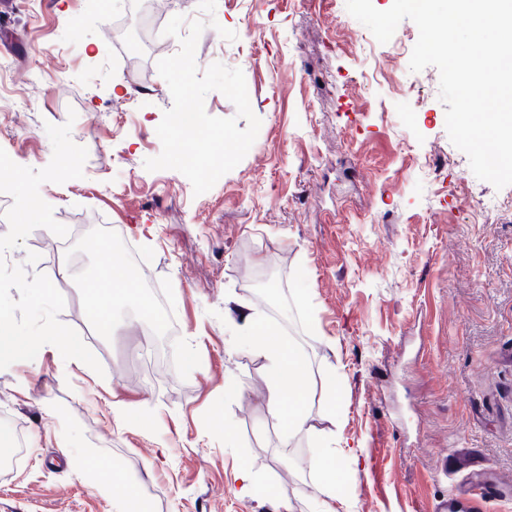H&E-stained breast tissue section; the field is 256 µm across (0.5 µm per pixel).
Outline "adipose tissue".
I'll return each mask as SVG.
<instances>
[{
    "instance_id": "obj_1",
    "label": "adipose tissue",
    "mask_w": 512,
    "mask_h": 512,
    "mask_svg": "<svg viewBox=\"0 0 512 512\" xmlns=\"http://www.w3.org/2000/svg\"><path fill=\"white\" fill-rule=\"evenodd\" d=\"M230 321L245 340L261 350L268 378V410L278 420L283 437L305 434L319 449L313 467L329 493L314 502L311 512H338L336 498L330 493L343 476L338 459H358L360 450L346 444L342 432L335 428L340 400L335 372L313 380L303 351L250 306H236ZM317 399L323 403L320 418L324 425L320 428L311 422V405Z\"/></svg>"
}]
</instances>
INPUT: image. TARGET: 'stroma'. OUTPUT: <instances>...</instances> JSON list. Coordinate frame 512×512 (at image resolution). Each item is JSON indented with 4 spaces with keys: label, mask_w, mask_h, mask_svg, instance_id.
Masks as SVG:
<instances>
[{
    "label": "stroma",
    "mask_w": 512,
    "mask_h": 512,
    "mask_svg": "<svg viewBox=\"0 0 512 512\" xmlns=\"http://www.w3.org/2000/svg\"><path fill=\"white\" fill-rule=\"evenodd\" d=\"M143 2L0 6V148L44 168L46 124L68 122L88 151L83 178L40 187L68 237L34 229L5 259L31 276L74 268L57 285L58 319L103 367L47 345L0 369V429L22 440L0 469V512H114L115 470L150 512H275L280 501L310 512L314 443L284 439L269 413L264 359L225 317L239 304L309 348L313 377L339 376L337 425L364 449L336 486L349 512H431L474 469L512 482V185L476 178L451 143L437 68L409 69L415 23L382 44L346 0H217L197 67L240 68L261 126L197 196L180 172L144 162L160 154L156 128L173 104L157 62L180 43L163 29L202 13L198 0H167L145 45ZM91 225L111 249L81 254ZM130 251L179 327L163 361L143 316L150 289L115 305L103 336L92 310L106 299L77 271L105 272ZM229 381L240 387L230 399ZM116 401L150 426L116 419ZM378 441L393 485L382 498L369 492ZM70 454L109 470L78 475ZM243 467L275 499L241 498Z\"/></svg>",
    "instance_id": "obj_1"
}]
</instances>
